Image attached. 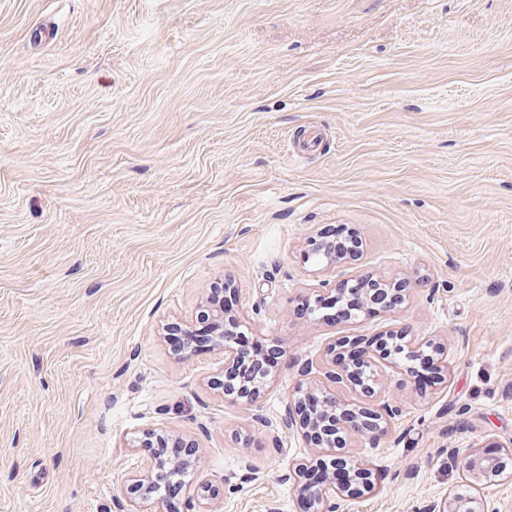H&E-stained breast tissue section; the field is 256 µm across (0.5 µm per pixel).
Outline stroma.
I'll return each mask as SVG.
<instances>
[{
	"label": "stroma",
	"mask_w": 512,
	"mask_h": 512,
	"mask_svg": "<svg viewBox=\"0 0 512 512\" xmlns=\"http://www.w3.org/2000/svg\"><path fill=\"white\" fill-rule=\"evenodd\" d=\"M334 226L357 255L320 273L306 240ZM362 276L404 300L297 315ZM226 277L285 352L267 418L339 338L448 355L423 389L377 364L397 413L346 434L376 488L338 512H428L449 449L511 442L512 0H0V512H127L147 430L194 440L217 512H306L280 476L314 443L164 336Z\"/></svg>",
	"instance_id": "35a3bbf8"
}]
</instances>
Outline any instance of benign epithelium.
<instances>
[{"instance_id": "obj_1", "label": "benign epithelium", "mask_w": 512, "mask_h": 512, "mask_svg": "<svg viewBox=\"0 0 512 512\" xmlns=\"http://www.w3.org/2000/svg\"><path fill=\"white\" fill-rule=\"evenodd\" d=\"M307 253L317 258V264L330 268L342 261V258L331 249L323 237H312L307 241ZM360 297L362 305L374 304L377 299L384 300V310L389 311L404 297V288L397 281L383 280L371 276L361 277L347 290ZM344 289L334 295V300H343ZM207 320L214 338L213 346L224 351V381L221 392L224 399L236 401L244 399L251 404L258 402L259 398L268 391L275 382L276 373L267 372L255 374L252 360L240 349L230 343L229 337L238 333L246 326L242 320H231L229 326H224V306L210 300L201 304L196 312V320ZM383 348L364 357L362 365L352 367L342 360L341 353L346 341L338 342L331 351V367L324 372L328 384L321 386L322 401L315 408L303 406L294 390L288 396L280 416L279 425L285 430L296 429L305 436L314 438L319 448L316 457L300 462L281 475L284 482H294L302 485L309 470L329 459L336 461L340 452L341 442L337 432L352 430L354 432L369 433L376 436L388 427L389 418L395 413L390 406H385V412L369 410L349 403L336 395L332 384L347 382L353 389L362 394L376 393L377 360H387L393 356V351L403 349L412 360L421 363L431 359L442 362L441 347L434 339L427 336L415 337L407 335H386L382 337ZM450 455L460 459L463 464L466 482L475 491L484 486L497 482L505 474L495 457L487 456L481 452V445L470 448H452ZM195 466L192 459L170 460L158 458L155 464L144 472L134 474L129 479L127 487L131 509L128 512H144L145 503L154 505L152 512H168L165 509L167 496L163 491L174 483L183 484L184 477ZM375 488L372 481V471L368 464L357 461L353 471L342 482L329 477L323 483L308 488L309 512H336V499L344 500L361 492H369ZM219 495V489L212 484H201L197 489V498L201 512H210L207 509L209 501ZM431 512H497L494 504L487 502L479 504L478 497L464 499L452 495L444 503L432 505Z\"/></svg>"}]
</instances>
